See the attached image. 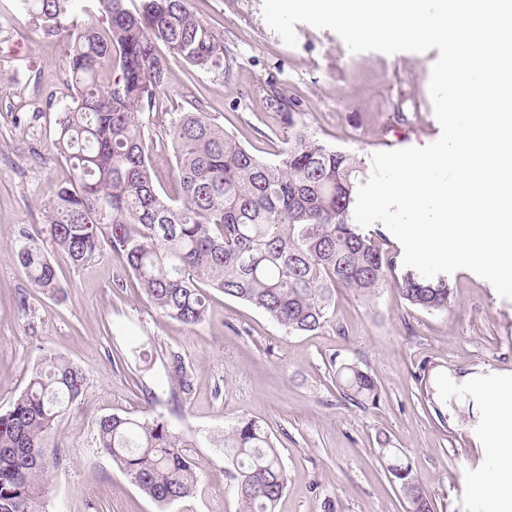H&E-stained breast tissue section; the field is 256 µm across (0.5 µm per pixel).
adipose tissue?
<instances>
[{
	"instance_id": "1",
	"label": "adipose tissue",
	"mask_w": 512,
	"mask_h": 512,
	"mask_svg": "<svg viewBox=\"0 0 512 512\" xmlns=\"http://www.w3.org/2000/svg\"><path fill=\"white\" fill-rule=\"evenodd\" d=\"M463 382L487 416L485 453L490 477L478 483L474 492L485 512H512V387L472 376Z\"/></svg>"
}]
</instances>
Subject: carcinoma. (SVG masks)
Listing matches in <instances>:
<instances>
[{
	"mask_svg": "<svg viewBox=\"0 0 512 512\" xmlns=\"http://www.w3.org/2000/svg\"><path fill=\"white\" fill-rule=\"evenodd\" d=\"M70 2L20 0L32 25L65 41L66 81L74 90L52 141L69 176L44 204V238L25 234L13 251L39 293L63 296L48 241L75 266L109 248L150 303L187 326L205 319L211 288L263 311L289 335L331 324L338 290L372 297L390 278L413 308L448 310L447 279L396 271L379 247L385 235L352 222L362 159L298 125V103L274 83L265 89L267 104L293 128L276 159L252 154L196 100L168 128L177 195L160 191L151 176L145 117L169 83L167 54L227 82L232 66L224 36L188 0H102L106 35L93 21L78 20ZM162 364L170 400L179 404L193 391V372L173 349ZM336 380L355 404L379 402L374 377L357 365L340 364ZM84 384L81 368L46 354L0 413V512H45L49 438ZM97 447L161 508L197 487L194 444L161 415H106L97 423ZM380 453L405 512H434L411 464L389 448ZM224 458L239 512H275L288 475L271 433L255 420L237 421L224 430Z\"/></svg>",
	"mask_w": 512,
	"mask_h": 512,
	"instance_id": "carcinoma-1",
	"label": "carcinoma"
}]
</instances>
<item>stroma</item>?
<instances>
[{"label":"stroma","instance_id":"stroma-1","mask_svg":"<svg viewBox=\"0 0 512 512\" xmlns=\"http://www.w3.org/2000/svg\"><path fill=\"white\" fill-rule=\"evenodd\" d=\"M262 2L189 0L233 49L235 78L226 83L171 58L168 86L147 122L158 188L175 190L167 130L197 99L237 142L272 159L292 131L266 105L269 80L298 100L317 138L362 160L439 138L429 93L438 49L353 53L335 32L305 23L296 24L290 47L266 24ZM64 55L63 42L30 25L19 0H0V411L24 391L43 352L65 357L86 377L51 434L46 512H239L221 438L241 419L270 427L288 471L276 512H404L378 456L382 439L411 462L436 512H483L473 495L489 473L478 445L483 430L472 423L481 410L464 396L437 415L416 379L426 364L439 391L469 373L512 382V299L469 270L449 274L446 312L414 309L390 285L369 299L344 290L334 326L295 335L218 291L198 325L165 317L108 250L82 267L51 252L63 297L32 287L12 252L23 234L44 226L43 204L65 176L52 147L70 100ZM36 100L44 107L35 118ZM169 349L194 374L193 392L177 408L160 359ZM343 362L373 375L378 405L361 408L344 397L335 381ZM142 382L154 400L144 398ZM113 413L161 414L191 437L199 463L193 496L158 508L97 448V423Z\"/></svg>","mask_w":512,"mask_h":512}]
</instances>
